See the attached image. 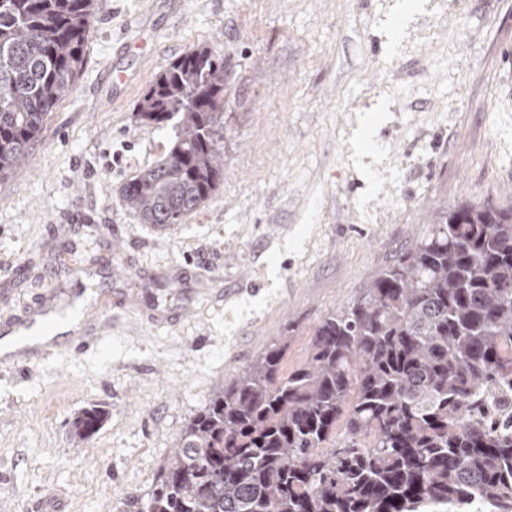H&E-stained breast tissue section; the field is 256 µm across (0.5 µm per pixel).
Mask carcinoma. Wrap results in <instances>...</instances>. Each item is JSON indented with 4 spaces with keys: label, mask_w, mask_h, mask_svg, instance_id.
Here are the masks:
<instances>
[{
    "label": "carcinoma",
    "mask_w": 512,
    "mask_h": 512,
    "mask_svg": "<svg viewBox=\"0 0 512 512\" xmlns=\"http://www.w3.org/2000/svg\"><path fill=\"white\" fill-rule=\"evenodd\" d=\"M95 0H0V184L30 160L85 57ZM175 139L122 194L181 224L224 179V57L188 51L136 106ZM270 345L187 423L147 512H512V207L432 215L364 292L326 313L308 356ZM73 421L81 443L101 427ZM343 424V437L336 427Z\"/></svg>",
    "instance_id": "carcinoma-1"
}]
</instances>
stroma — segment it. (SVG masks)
<instances>
[{
	"instance_id": "1",
	"label": "stroma",
	"mask_w": 512,
	"mask_h": 512,
	"mask_svg": "<svg viewBox=\"0 0 512 512\" xmlns=\"http://www.w3.org/2000/svg\"><path fill=\"white\" fill-rule=\"evenodd\" d=\"M98 0L83 68L0 185V324L88 297L83 355L0 371V512H146L189 419L267 345L301 362L436 207L512 205V0ZM224 57V181L185 223L123 185L172 136L134 107L170 62ZM103 425L74 442L84 409ZM106 315L101 306L88 308V304L80 309L81 331L76 334L66 335L67 346L74 353H82L90 348L97 338L96 329L99 319Z\"/></svg>"
}]
</instances>
